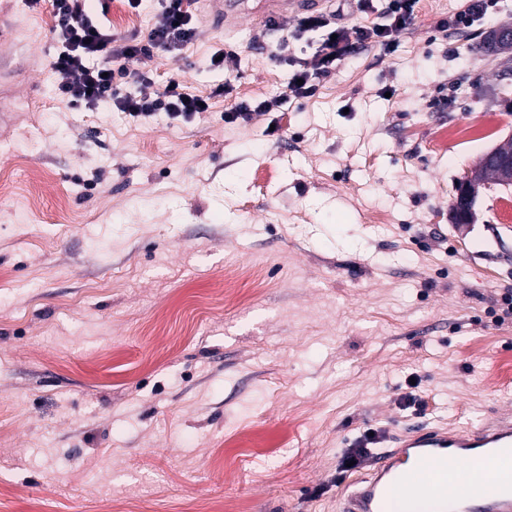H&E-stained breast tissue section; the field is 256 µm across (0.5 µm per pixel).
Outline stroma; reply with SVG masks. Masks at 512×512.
<instances>
[{"mask_svg":"<svg viewBox=\"0 0 512 512\" xmlns=\"http://www.w3.org/2000/svg\"><path fill=\"white\" fill-rule=\"evenodd\" d=\"M462 5L420 0L397 51L295 99L276 34L257 46L198 0L179 56L122 83L173 77L208 110L136 122L59 96L51 0H0V512H336L365 430L387 449L512 415V187L448 221L456 180L512 137V53L482 44L512 0L439 37ZM160 7L98 22L144 44ZM283 104L282 98L256 99L252 101H241L232 108L226 116L232 120L248 122L256 112L277 111ZM370 433H374V436H370ZM375 440V432L373 430H367L364 433V436L359 438L356 446H352L353 448H347L342 456V471L347 472L359 468L370 452V448H367L368 445L375 444ZM350 461H356V464H353L351 467H347V464L350 463Z\"/></svg>","mask_w":512,"mask_h":512,"instance_id":"obj_1","label":"stroma"}]
</instances>
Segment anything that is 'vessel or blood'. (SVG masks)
I'll use <instances>...</instances> for the list:
<instances>
[{
  "mask_svg": "<svg viewBox=\"0 0 512 512\" xmlns=\"http://www.w3.org/2000/svg\"><path fill=\"white\" fill-rule=\"evenodd\" d=\"M214 18L272 29L327 0H208ZM338 512H512V417L470 430L422 427L398 436L336 490Z\"/></svg>",
  "mask_w": 512,
  "mask_h": 512,
  "instance_id": "vessel-or-blood-1",
  "label": "vessel or blood"
}]
</instances>
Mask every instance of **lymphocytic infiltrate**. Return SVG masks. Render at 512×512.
<instances>
[{
  "label": "lymphocytic infiltrate",
  "mask_w": 512,
  "mask_h": 512,
  "mask_svg": "<svg viewBox=\"0 0 512 512\" xmlns=\"http://www.w3.org/2000/svg\"><path fill=\"white\" fill-rule=\"evenodd\" d=\"M418 2L386 0L383 23L369 26L342 23L335 11L307 15L295 23L282 25L272 54L294 68L289 84L292 97L313 95L315 79L359 47L377 44L386 51H395L400 33L416 18ZM52 6L60 44L54 67L65 77L58 91L73 105L90 108L109 100L119 111L140 120L149 119L160 110L167 112L171 119L182 121L207 111L206 99L181 92L176 80H169L162 96L154 98L147 94L121 93L111 74L112 68L124 73L141 64L155 48L174 56L179 54L195 35L192 17L183 0H164L161 11L153 19L150 42L146 45L118 41L98 24L96 14L108 12L110 0H53ZM311 32L321 35L315 53L308 59L296 57L295 42Z\"/></svg>",
  "instance_id": "f902f5d3"
}]
</instances>
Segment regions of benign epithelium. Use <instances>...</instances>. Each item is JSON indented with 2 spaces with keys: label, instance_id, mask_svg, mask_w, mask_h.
<instances>
[{
  "label": "benign epithelium",
  "instance_id": "benign-epithelium-1",
  "mask_svg": "<svg viewBox=\"0 0 512 512\" xmlns=\"http://www.w3.org/2000/svg\"><path fill=\"white\" fill-rule=\"evenodd\" d=\"M484 167L504 173L500 181L503 187L512 185V153L494 148L481 156V159L468 169L453 187L449 221L458 228L475 222L477 198L481 191L491 186V183L481 178V170Z\"/></svg>",
  "mask_w": 512,
  "mask_h": 512
}]
</instances>
